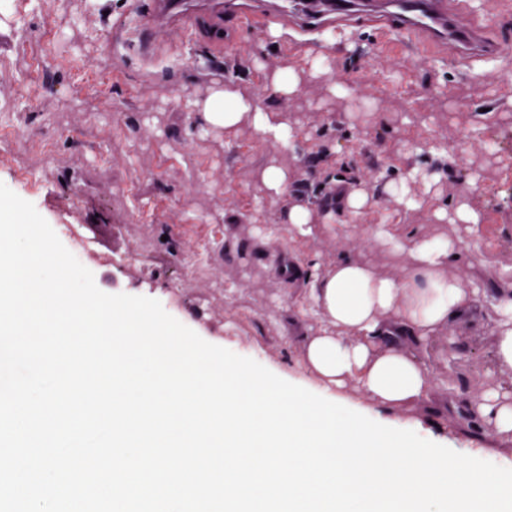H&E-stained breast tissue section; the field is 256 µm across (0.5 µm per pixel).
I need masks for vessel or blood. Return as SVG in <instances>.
<instances>
[{"instance_id":"b4317fda","label":"vessel or blood","mask_w":512,"mask_h":512,"mask_svg":"<svg viewBox=\"0 0 512 512\" xmlns=\"http://www.w3.org/2000/svg\"><path fill=\"white\" fill-rule=\"evenodd\" d=\"M248 23L263 16L311 33L363 25L401 38H420L447 47L464 65L489 53L479 28L467 24L460 0H151L154 26L196 31L207 20L221 33L225 15Z\"/></svg>"}]
</instances>
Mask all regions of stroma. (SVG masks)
<instances>
[{"label":"stroma","instance_id":"35a3bbf8","mask_svg":"<svg viewBox=\"0 0 512 512\" xmlns=\"http://www.w3.org/2000/svg\"><path fill=\"white\" fill-rule=\"evenodd\" d=\"M150 0H0V182L31 202L63 245L83 250V264L103 292L157 299L209 343L252 358L277 375L310 384L299 367L316 317L302 309L315 266L342 258L395 279L408 254L374 232L399 218L416 238L452 236L469 251L449 273L473 288L512 273V0H467L499 54L448 62L442 48L368 29L289 34L272 41L265 25L224 20L213 48L179 30L148 22ZM328 69L278 97L260 68L322 47ZM247 85L259 103L287 113L299 134L285 149L241 129L200 134L190 101L213 84ZM348 95L333 94L336 85ZM501 154L488 160L493 141ZM303 172L307 199L338 185L370 194L358 222L331 215L312 237L291 242L277 204L264 198L257 172L270 161ZM414 165L436 175L438 204L454 205L478 175L484 190L478 227L437 221L431 209L396 213L388 194ZM490 305L452 321L427 344L444 368L442 415L400 411L419 435L454 451L512 468V441L464 428L466 403L490 384L512 390V373L494 362ZM457 350L448 353V342Z\"/></svg>","mask_w":512,"mask_h":512}]
</instances>
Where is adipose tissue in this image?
<instances>
[{"mask_svg":"<svg viewBox=\"0 0 512 512\" xmlns=\"http://www.w3.org/2000/svg\"><path fill=\"white\" fill-rule=\"evenodd\" d=\"M195 109L204 126L223 130L228 140L243 128L258 141L286 148L297 139L287 116L262 107L250 88L235 82L212 88ZM258 181L266 199L281 203L279 223L288 238L311 236L314 214L291 196L287 172L272 162ZM381 237L394 250L409 252V275L397 281L351 259L316 268L305 297L321 330L306 337L301 361L319 391L339 398L350 388L364 392L374 417L432 406L435 381L423 358L426 344L449 320L465 319L480 301L476 289L448 273L456 257L467 253L461 240L408 239L389 230ZM489 296L498 326L494 360L512 371V276H500ZM467 412L472 425L512 439V393H484Z\"/></svg>","mask_w":512,"mask_h":512,"instance_id":"obj_1","label":"adipose tissue"}]
</instances>
